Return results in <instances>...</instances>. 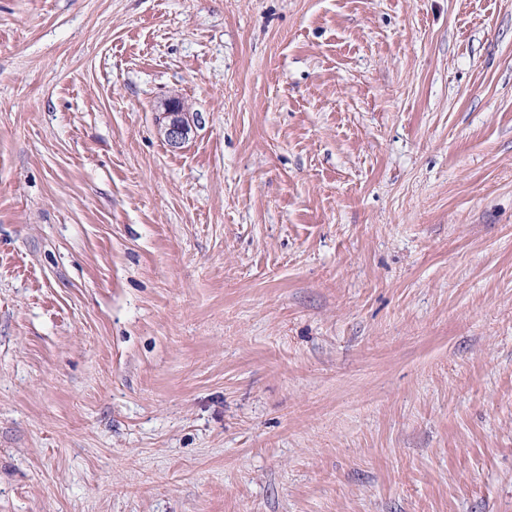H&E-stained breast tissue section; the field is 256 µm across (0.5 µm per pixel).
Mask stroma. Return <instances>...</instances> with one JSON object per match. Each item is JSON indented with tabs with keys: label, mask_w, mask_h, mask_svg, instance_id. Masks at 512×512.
<instances>
[{
	"label": "stroma",
	"mask_w": 512,
	"mask_h": 512,
	"mask_svg": "<svg viewBox=\"0 0 512 512\" xmlns=\"http://www.w3.org/2000/svg\"><path fill=\"white\" fill-rule=\"evenodd\" d=\"M0 512H512V0H0ZM160 112L158 124L161 125L165 141L171 148H180L187 140L192 124L198 121L197 113H190L185 102L178 97L162 102Z\"/></svg>",
	"instance_id": "1"
}]
</instances>
